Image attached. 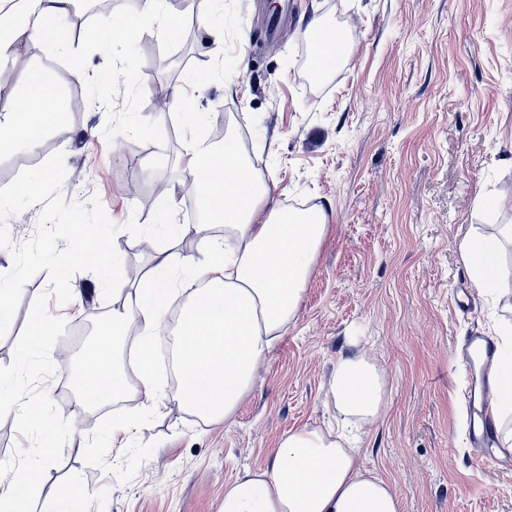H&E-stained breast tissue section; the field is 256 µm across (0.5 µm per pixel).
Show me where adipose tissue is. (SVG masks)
<instances>
[{"label":"adipose tissue","mask_w":512,"mask_h":512,"mask_svg":"<svg viewBox=\"0 0 512 512\" xmlns=\"http://www.w3.org/2000/svg\"><path fill=\"white\" fill-rule=\"evenodd\" d=\"M75 0H28L25 10L0 16V56L18 54L19 36L52 45ZM12 98L27 109L0 117V151L18 145L37 148L36 132L56 125L59 93L48 90L46 73L28 66ZM189 132L184 149L190 161L185 179L200 203L203 223L194 225L204 252L190 270L199 287L183 309L174 362L182 384V407L206 420L230 419L250 390L256 373L295 318L312 264L326 231V216L315 208L289 216L270 205V186L252 171L232 140L216 148L198 140L199 112L183 115ZM224 227L223 242L209 228ZM512 225H499L489 237L466 242L465 259L478 287L507 300L512 283L501 273ZM146 275L131 286L129 302L112 310V334L99 338L82 365L81 391L91 400L153 398L158 382L149 370L154 339L161 333L175 293L170 248L154 245ZM141 337V370L129 380L119 359L130 335ZM387 378L365 355L336 361L329 396L338 412L364 423L375 422L384 405ZM40 484L27 467L0 470V512H25L19 488L37 493ZM221 512H402L390 483L364 469L358 451L346 447L334 429L301 428L280 439L268 468L246 472L224 487Z\"/></svg>","instance_id":"1"}]
</instances>
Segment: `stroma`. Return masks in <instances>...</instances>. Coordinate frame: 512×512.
<instances>
[{"label":"stroma","mask_w":512,"mask_h":512,"mask_svg":"<svg viewBox=\"0 0 512 512\" xmlns=\"http://www.w3.org/2000/svg\"><path fill=\"white\" fill-rule=\"evenodd\" d=\"M169 41L139 17L137 0H114L106 40L79 36L54 51L21 39L33 63L84 70L76 111L36 150L0 153V187L24 168L65 155L63 193L98 195L116 224L148 222L156 185L183 176L178 114L157 120L152 102L181 89L180 111L208 116L203 140L233 136L272 198L290 210L319 207L327 231L296 317L229 421H205L177 402L165 372L156 399L88 407L60 395L62 358L111 318L148 265L146 240L119 232L123 281L114 303L91 273L76 274L72 299L50 305L69 333L52 350L58 376L46 384L74 429L27 512H53L55 491L76 484L80 512H219L224 486L268 467L281 436L325 428L336 408L327 395L339 357L365 351L384 368L381 417L366 426L363 467L386 479L403 512H512V471L493 468L464 432L457 345L477 330L497 336L504 316L472 285L461 251L466 236L512 225L479 195L512 199V0H223L208 28L179 15ZM340 30L346 51L322 84L304 75L313 21ZM234 76L233 90L225 79ZM116 91L97 96L102 81ZM473 288L459 312L458 284ZM45 274L25 285L0 366L10 364ZM137 416L128 443H112V421Z\"/></svg>","instance_id":"35a3bbf8"}]
</instances>
